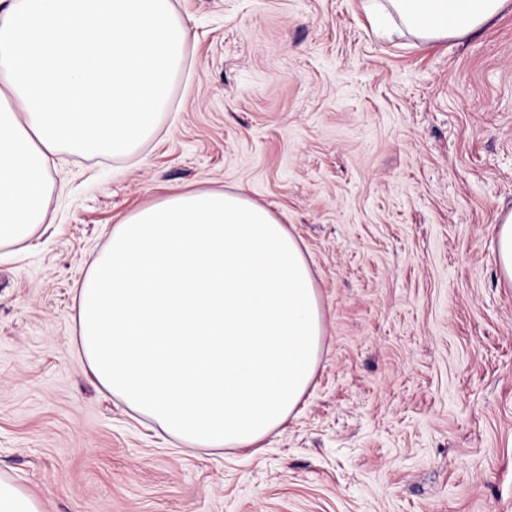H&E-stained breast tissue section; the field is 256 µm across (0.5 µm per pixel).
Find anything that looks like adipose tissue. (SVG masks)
<instances>
[{
	"mask_svg": "<svg viewBox=\"0 0 512 512\" xmlns=\"http://www.w3.org/2000/svg\"><path fill=\"white\" fill-rule=\"evenodd\" d=\"M512 0H368L439 42ZM190 32L172 0H0V259L44 220L64 152L136 153ZM78 344L98 383L196 448L260 447L312 385L324 311L305 254L240 191L183 190L116 220L77 283Z\"/></svg>",
	"mask_w": 512,
	"mask_h": 512,
	"instance_id": "adipose-tissue-1",
	"label": "adipose tissue"
}]
</instances>
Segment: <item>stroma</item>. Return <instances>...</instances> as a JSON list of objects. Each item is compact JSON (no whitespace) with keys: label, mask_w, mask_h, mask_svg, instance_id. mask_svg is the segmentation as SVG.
<instances>
[{"label":"stroma","mask_w":512,"mask_h":512,"mask_svg":"<svg viewBox=\"0 0 512 512\" xmlns=\"http://www.w3.org/2000/svg\"><path fill=\"white\" fill-rule=\"evenodd\" d=\"M191 32L134 156L64 154L0 262V476L43 512H512V12L426 44L363 0H172ZM244 189L325 310L299 411L247 456L132 417L74 344L106 231L168 188ZM494 264L501 281L512 286V211L504 214L494 230Z\"/></svg>","instance_id":"1"}]
</instances>
